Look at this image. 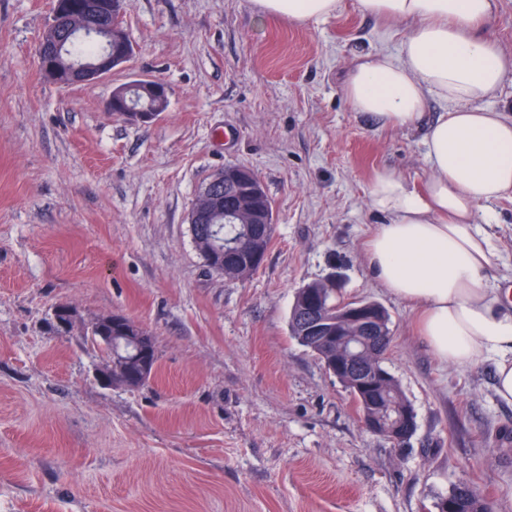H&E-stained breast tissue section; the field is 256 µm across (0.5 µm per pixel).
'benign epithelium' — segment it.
Listing matches in <instances>:
<instances>
[{
	"label": "benign epithelium",
	"instance_id": "obj_1",
	"mask_svg": "<svg viewBox=\"0 0 512 512\" xmlns=\"http://www.w3.org/2000/svg\"><path fill=\"white\" fill-rule=\"evenodd\" d=\"M129 6V0H109L104 8L110 24L103 31L72 26L69 38L93 37L105 44V50L92 60L72 61L64 70L47 61L50 56H59L67 46L65 40L57 37L54 24H49L39 43L38 64L43 66L51 80L63 87L94 84L108 78L112 72L124 67L135 51L122 25ZM140 91L150 99L168 98L165 83L158 79L140 78L113 88L106 102L108 111L133 124L154 122L158 112L153 105L135 106L131 103V98ZM229 174L234 176L236 200L234 207L225 212V219L234 224L275 223L274 214L259 205L264 197V186L260 180L243 168L217 173L197 194L188 214V223L196 243L200 244L205 239L210 242V247L202 250L201 254L207 267L218 274L224 273V254L240 250L232 242L221 244L218 228L205 225L208 215L223 205L225 179ZM53 319L58 329L67 332L73 328L77 314L73 307L63 305L55 308ZM297 320L301 336L322 342L336 341V358L326 362L325 368L367 403L369 411L362 416L366 429L394 441L406 439L412 432L415 415L408 403L399 402L383 415L377 413L379 395L386 394L389 379V374L381 367L385 336L381 307L359 301L330 319L323 314L321 302L309 295L303 301L301 316ZM131 324V319L115 313L102 315L91 323L90 329L98 333L100 344L107 350H112L114 344L122 349L120 354L107 358L98 369V380L104 386L136 387L152 374L155 358L153 341L148 334L133 330Z\"/></svg>",
	"mask_w": 512,
	"mask_h": 512
}]
</instances>
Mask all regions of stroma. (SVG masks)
Returning a JSON list of instances; mask_svg holds the SVG:
<instances>
[{
  "mask_svg": "<svg viewBox=\"0 0 512 512\" xmlns=\"http://www.w3.org/2000/svg\"><path fill=\"white\" fill-rule=\"evenodd\" d=\"M52 0H0V512H435L465 482L512 512V405L488 361L441 363L417 309L371 277L384 167L422 185L424 127L353 111L341 85L365 55L397 53L407 24L338 0L302 23L252 0H132L136 46L99 83L61 87L35 51ZM169 88L152 124L106 101L121 83ZM228 164L253 169L275 235L242 281L210 272L187 215ZM492 276L512 277V193L488 207ZM336 279L391 317L386 366L417 430L398 448L289 335L302 286ZM80 315L65 333L55 306ZM118 313L152 337L139 388L103 386L87 336Z\"/></svg>",
  "mask_w": 512,
  "mask_h": 512,
  "instance_id": "1",
  "label": "stroma"
}]
</instances>
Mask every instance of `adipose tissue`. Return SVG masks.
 I'll return each mask as SVG.
<instances>
[{"label": "adipose tissue", "instance_id": "1", "mask_svg": "<svg viewBox=\"0 0 512 512\" xmlns=\"http://www.w3.org/2000/svg\"><path fill=\"white\" fill-rule=\"evenodd\" d=\"M262 14L291 21L333 14L338 0H253ZM360 10L410 23L398 55L368 56L349 72L343 94L355 111L386 125L417 127L431 99L447 108L430 123L431 174L410 185L392 168L370 187L383 215L365 252L377 282L420 305V333L445 364L494 357L495 393L512 404V303L488 285L492 242L479 211L512 192V116L480 108L512 74L488 36L496 0H358Z\"/></svg>", "mask_w": 512, "mask_h": 512}]
</instances>
